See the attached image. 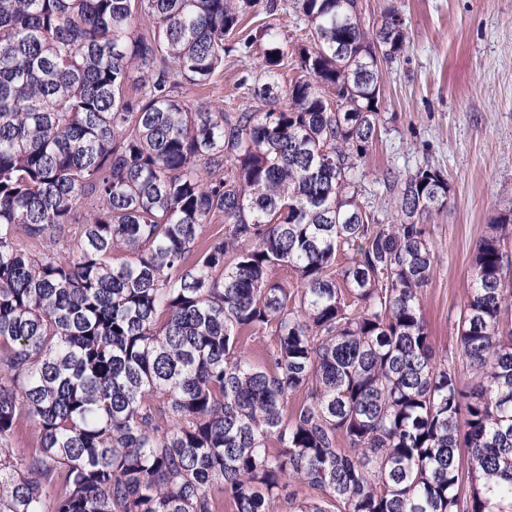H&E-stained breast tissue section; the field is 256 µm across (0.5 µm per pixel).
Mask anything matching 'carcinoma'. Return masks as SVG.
Wrapping results in <instances>:
<instances>
[{"mask_svg":"<svg viewBox=\"0 0 512 512\" xmlns=\"http://www.w3.org/2000/svg\"><path fill=\"white\" fill-rule=\"evenodd\" d=\"M257 2L0 0V512H512V211L441 359L446 175L358 202L400 12L295 0L286 91L267 29L257 105L192 106Z\"/></svg>","mask_w":512,"mask_h":512,"instance_id":"obj_1","label":"carcinoma"}]
</instances>
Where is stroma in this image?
Listing matches in <instances>:
<instances>
[{"label":"stroma","instance_id":"35a3bbf8","mask_svg":"<svg viewBox=\"0 0 512 512\" xmlns=\"http://www.w3.org/2000/svg\"><path fill=\"white\" fill-rule=\"evenodd\" d=\"M278 11L257 5L241 26L245 36L269 27L294 51L307 26L280 0ZM397 7L408 49L383 64L381 124L358 168L360 202L379 223L396 216L385 179L430 165L452 186L447 207L428 222L434 246L432 279L421 315L437 355L455 352V320L472 277L471 252L496 216L512 209V0H363L365 26ZM262 69L259 51L232 53L206 88L186 87L191 104L237 112L251 99L241 80Z\"/></svg>","mask_w":512,"mask_h":512}]
</instances>
